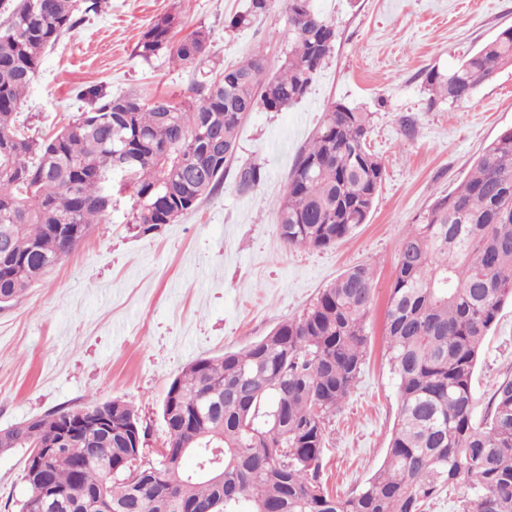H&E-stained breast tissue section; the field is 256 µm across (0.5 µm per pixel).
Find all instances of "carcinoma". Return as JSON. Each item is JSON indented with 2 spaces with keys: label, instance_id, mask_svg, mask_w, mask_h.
<instances>
[{
  "label": "carcinoma",
  "instance_id": "1",
  "mask_svg": "<svg viewBox=\"0 0 512 512\" xmlns=\"http://www.w3.org/2000/svg\"><path fill=\"white\" fill-rule=\"evenodd\" d=\"M272 0H245L229 27L266 14ZM101 0H16L0 25V306L49 273L112 207V177L133 190L132 223L148 233L193 211L235 172L246 193L265 178L241 162L239 132L261 107L281 112L308 93L336 47L333 23L313 0H288L292 39L279 68L253 51L233 68L195 82L180 101L136 92L100 101L50 137L30 135L15 115L45 50ZM175 17L142 33L139 56L167 48L184 68L209 61L210 32L173 41ZM512 66V27L456 68L425 74L429 107L463 103L490 75ZM372 113L333 102L298 151L277 202L282 241L322 249L370 220L385 176L370 151ZM125 161L118 170L117 160ZM376 267L349 268L292 319L238 350L201 358L169 384L162 407L168 457L141 466L137 412L114 398L112 440L82 429L66 452L82 461L51 474L80 497L99 492L112 512H426L464 482L460 512H512V375L475 419L474 374L486 337L512 302V128L437 197L400 242L385 314L386 353L400 410L381 466L344 496L327 492L324 433L364 367ZM79 428L57 408L8 428L31 450ZM193 455L195 468L183 469Z\"/></svg>",
  "mask_w": 512,
  "mask_h": 512
}]
</instances>
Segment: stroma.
Listing matches in <instances>:
<instances>
[{"instance_id":"obj_1","label":"stroma","mask_w":512,"mask_h":512,"mask_svg":"<svg viewBox=\"0 0 512 512\" xmlns=\"http://www.w3.org/2000/svg\"><path fill=\"white\" fill-rule=\"evenodd\" d=\"M244 0H107L47 49L19 117L50 135L109 97L188 95L199 74L167 50L138 54L141 33L165 13L175 38L211 33L210 58L237 64L263 49L278 64L288 46L287 0L245 28L227 27ZM338 33L306 96L281 112L257 109L240 131L241 160L261 163L262 184L239 192L233 177L176 223L145 234L133 200L113 190L112 209L48 275L0 309V428L59 407L115 397L136 410L145 451L165 447L163 400L191 362L237 350L299 316L319 290L365 261L376 265L362 372L326 433L324 477L345 495L382 464L399 410L384 347V312L400 241L416 215L454 190L474 159L512 127V68L466 103L429 107L424 70L454 68L500 29L512 0H315ZM338 101L373 114L371 150L385 179L369 223L336 245L295 249L279 237L275 204L299 149ZM512 374V304L490 331L474 376L476 416L496 382ZM24 451L0 455V512L25 492Z\"/></svg>"}]
</instances>
